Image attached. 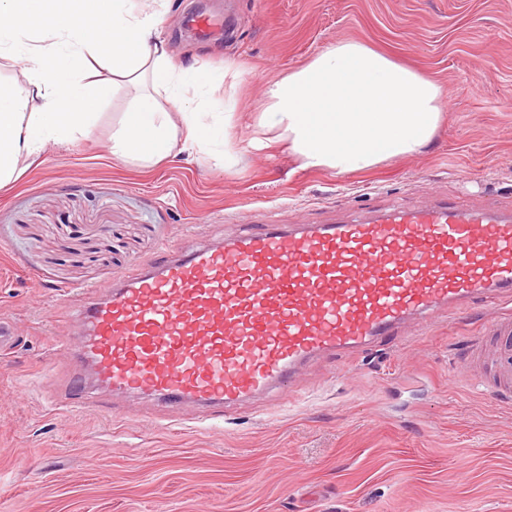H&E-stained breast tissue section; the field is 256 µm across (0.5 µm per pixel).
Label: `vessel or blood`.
<instances>
[{"mask_svg": "<svg viewBox=\"0 0 512 512\" xmlns=\"http://www.w3.org/2000/svg\"><path fill=\"white\" fill-rule=\"evenodd\" d=\"M512 301V214L451 204L390 208L342 224H247L224 241L167 248L76 310L66 407L98 390L199 412L207 425L248 397L287 393L322 355L377 347ZM464 363L512 399V317H498Z\"/></svg>", "mask_w": 512, "mask_h": 512, "instance_id": "obj_1", "label": "vessel or blood"}]
</instances>
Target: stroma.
<instances>
[{
	"mask_svg": "<svg viewBox=\"0 0 512 512\" xmlns=\"http://www.w3.org/2000/svg\"><path fill=\"white\" fill-rule=\"evenodd\" d=\"M164 2L172 65L205 60L220 75L233 62L238 111H258L271 81L350 40L431 76L444 118L428 147L344 176L267 149L145 169L113 163L130 96L105 95L89 140L49 145L0 189V320L17 336L0 352V512H512V402L461 360L505 304L316 358L290 395L243 403L217 429L148 399L49 405L69 378L58 342L83 289L104 290L163 247L394 206H512V0ZM193 14L224 27L199 39Z\"/></svg>",
	"mask_w": 512,
	"mask_h": 512,
	"instance_id": "stroma-1",
	"label": "stroma"
}]
</instances>
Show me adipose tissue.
I'll use <instances>...</instances> for the list:
<instances>
[{
    "mask_svg": "<svg viewBox=\"0 0 512 512\" xmlns=\"http://www.w3.org/2000/svg\"><path fill=\"white\" fill-rule=\"evenodd\" d=\"M159 12L132 0H0V53L20 63L25 83L0 82V187L20 158L49 143L92 134L96 93L126 83L132 104L112 132V160L153 165L182 153L232 157L239 72L224 65V111L207 100L212 76L169 66ZM108 72L97 86L82 74ZM442 89L432 78L356 41L328 46L267 89L254 145L286 144L302 167L344 175L416 152L440 121Z\"/></svg>",
    "mask_w": 512,
    "mask_h": 512,
    "instance_id": "1",
    "label": "adipose tissue"
}]
</instances>
